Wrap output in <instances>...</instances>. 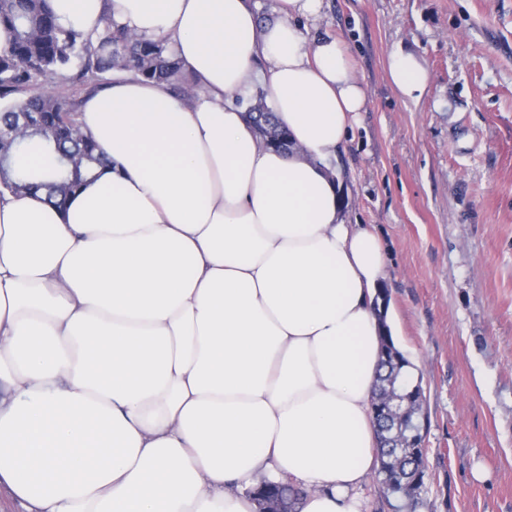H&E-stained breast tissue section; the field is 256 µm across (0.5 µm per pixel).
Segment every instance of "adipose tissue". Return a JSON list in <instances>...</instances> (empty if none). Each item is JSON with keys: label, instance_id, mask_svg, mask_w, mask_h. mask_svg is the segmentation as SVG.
<instances>
[{"label": "adipose tissue", "instance_id": "adipose-tissue-1", "mask_svg": "<svg viewBox=\"0 0 512 512\" xmlns=\"http://www.w3.org/2000/svg\"><path fill=\"white\" fill-rule=\"evenodd\" d=\"M166 40L193 98L130 75L78 114L111 165L60 210L0 188V486L25 512H364L387 266L331 167L367 92L323 0H51ZM407 97L427 73L395 54ZM262 85L295 145L265 147ZM252 95L253 101L248 106L246 114L249 121L253 123L255 132L264 143L266 144L268 137L272 138L280 131L287 133V131L276 122L273 110L269 107L264 93L261 90H256L255 92V89H253L244 96V99L248 98V102ZM289 483L290 482L284 479H280L277 482H263V484L253 492L256 499L259 501L261 510H275L283 506L288 512H297L295 505L300 499L301 492Z\"/></svg>", "mask_w": 512, "mask_h": 512}]
</instances>
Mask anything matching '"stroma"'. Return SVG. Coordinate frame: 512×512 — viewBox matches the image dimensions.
Returning <instances> with one entry per match:
<instances>
[{"label":"stroma","instance_id":"1","mask_svg":"<svg viewBox=\"0 0 512 512\" xmlns=\"http://www.w3.org/2000/svg\"><path fill=\"white\" fill-rule=\"evenodd\" d=\"M310 32L367 89L332 162L352 224L373 225L397 341L428 425L414 512H512V0H323ZM427 70L419 98L394 53ZM390 76L398 90L407 97L421 93L427 78L422 63L412 54L397 53L390 61Z\"/></svg>","mask_w":512,"mask_h":512}]
</instances>
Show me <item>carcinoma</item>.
I'll list each match as a JSON object with an SVG mask.
<instances>
[{
	"instance_id": "cac0c4a2",
	"label": "carcinoma",
	"mask_w": 512,
	"mask_h": 512,
	"mask_svg": "<svg viewBox=\"0 0 512 512\" xmlns=\"http://www.w3.org/2000/svg\"><path fill=\"white\" fill-rule=\"evenodd\" d=\"M51 0H0V27L9 34L7 45L0 50V126L18 124L21 113L34 112L41 124L26 131L23 141H3L0 152L10 159L0 169V184L15 194L36 193L44 201L63 208L79 187L97 175L108 164L96 152L90 135L77 122L80 101L34 91L40 78L65 75L78 68L75 79L93 83V91L104 89L114 71H122L164 84L189 94L192 80L183 72L171 47L162 41L134 34L103 17L99 31L87 34L61 26L53 13ZM27 97L12 101L16 94ZM247 118L255 132L267 140L282 131L266 96L260 90L253 95ZM30 148L51 155L58 163L37 169L22 162ZM390 337H381L380 370L376 391L390 386L401 388L404 368L387 356ZM379 473L384 493L399 495L412 507L418 500L426 476L424 456H415L414 449L404 448L402 454L380 452ZM263 512L285 507L297 512L295 505L301 492L281 479L265 481L254 491Z\"/></svg>"
}]
</instances>
